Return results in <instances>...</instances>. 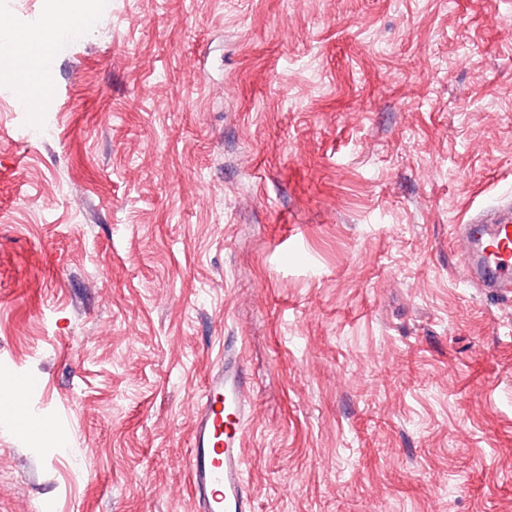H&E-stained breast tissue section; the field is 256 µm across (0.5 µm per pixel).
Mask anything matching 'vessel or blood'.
<instances>
[{"instance_id": "obj_1", "label": "vessel or blood", "mask_w": 512, "mask_h": 512, "mask_svg": "<svg viewBox=\"0 0 512 512\" xmlns=\"http://www.w3.org/2000/svg\"><path fill=\"white\" fill-rule=\"evenodd\" d=\"M463 245V278L487 297L512 298V204L480 211L456 225ZM43 385L26 375L17 382L15 423L25 433L40 416L29 397ZM250 382L241 353L225 344L219 364L207 378L196 402L186 457L192 512H253L254 488L246 474L244 440L249 420Z\"/></svg>"}]
</instances>
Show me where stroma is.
<instances>
[{
  "instance_id": "stroma-1",
  "label": "stroma",
  "mask_w": 512,
  "mask_h": 512,
  "mask_svg": "<svg viewBox=\"0 0 512 512\" xmlns=\"http://www.w3.org/2000/svg\"><path fill=\"white\" fill-rule=\"evenodd\" d=\"M50 0H0V36ZM48 102L0 54V512H191L240 347L254 512H512V301L454 228L512 192V0H107ZM42 386V379L31 375L23 376L17 382L14 404L19 409L20 416L15 422L14 428L20 434H24L33 423H38L44 428L41 421L43 418L39 416L36 408L28 400V397Z\"/></svg>"
}]
</instances>
